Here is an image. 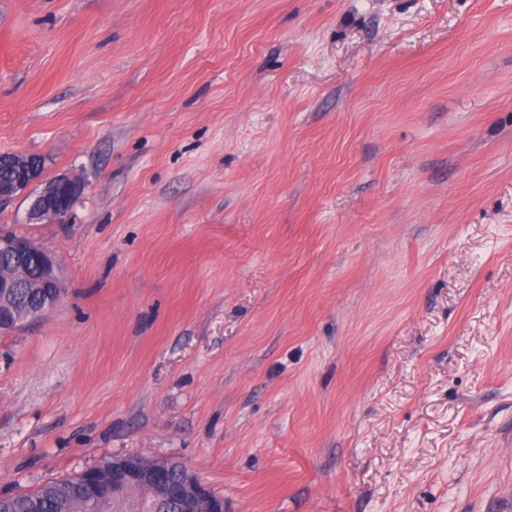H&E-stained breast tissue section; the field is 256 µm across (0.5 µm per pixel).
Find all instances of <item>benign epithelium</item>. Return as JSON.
Instances as JSON below:
<instances>
[{
  "mask_svg": "<svg viewBox=\"0 0 512 512\" xmlns=\"http://www.w3.org/2000/svg\"><path fill=\"white\" fill-rule=\"evenodd\" d=\"M0 168L13 172V177L0 190V203L19 198L30 200L25 223L57 221L71 212L81 191V181L72 175H59L42 182L44 161L18 153H1ZM0 251L9 253L15 269L24 272L28 264L39 268L41 301L28 314L34 318L54 306L63 296V280L58 276L55 255L45 249L35 248L24 240L0 235ZM23 277L0 273V302H7ZM179 480L171 482L173 471ZM93 478L90 487L112 500L126 501L131 512H157L156 506L163 499L176 497L180 512H224V499L183 463L168 458H148L138 454L114 455L100 464L83 471Z\"/></svg>",
  "mask_w": 512,
  "mask_h": 512,
  "instance_id": "1",
  "label": "benign epithelium"
}]
</instances>
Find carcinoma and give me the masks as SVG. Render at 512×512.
<instances>
[{"label":"carcinoma","mask_w":512,"mask_h":512,"mask_svg":"<svg viewBox=\"0 0 512 512\" xmlns=\"http://www.w3.org/2000/svg\"><path fill=\"white\" fill-rule=\"evenodd\" d=\"M11 512H100L82 475L49 481L33 492L13 494Z\"/></svg>","instance_id":"cac0c4a2"}]
</instances>
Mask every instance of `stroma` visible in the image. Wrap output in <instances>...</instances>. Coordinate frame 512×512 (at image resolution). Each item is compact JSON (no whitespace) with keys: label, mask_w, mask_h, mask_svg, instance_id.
Listing matches in <instances>:
<instances>
[{"label":"stroma","mask_w":512,"mask_h":512,"mask_svg":"<svg viewBox=\"0 0 512 512\" xmlns=\"http://www.w3.org/2000/svg\"><path fill=\"white\" fill-rule=\"evenodd\" d=\"M0 493L123 453L227 512H512V0H0ZM0 168L13 172V177L0 189V203L11 202L19 198H31L25 216V223L57 221L71 212L81 191V181L72 175H59L42 183L44 161L33 159L30 155L1 153ZM42 186L32 193L34 186ZM0 251L8 252L14 262V267L20 272H25L29 263L39 268L40 278L36 281L33 288H39L41 293V301L35 309L31 311L25 318L18 316L11 317L5 313L2 301L8 303L13 295L15 288L21 286V282L25 277L18 274L0 273V330L15 329L18 324L28 318H34L42 314L46 309L54 306L63 296L65 288L63 280L58 276V262L55 255L45 249L35 248L24 240L13 239L0 235ZM0 253V268L9 269L11 267V258L4 253Z\"/></svg>","instance_id":"1"}]
</instances>
